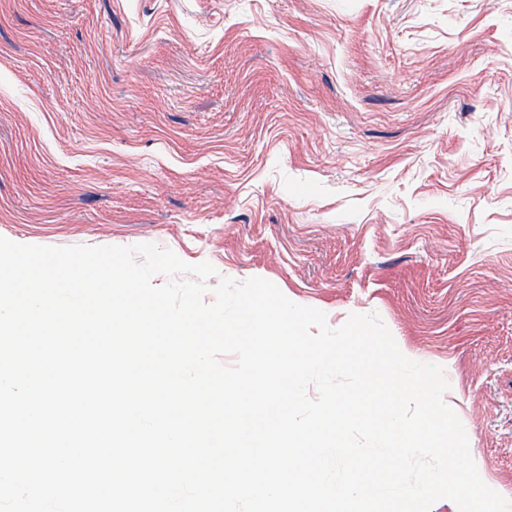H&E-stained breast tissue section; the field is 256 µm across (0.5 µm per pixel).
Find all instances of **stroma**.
Here are the masks:
<instances>
[{
  "mask_svg": "<svg viewBox=\"0 0 512 512\" xmlns=\"http://www.w3.org/2000/svg\"><path fill=\"white\" fill-rule=\"evenodd\" d=\"M0 237L378 314L512 500V0H0Z\"/></svg>",
  "mask_w": 512,
  "mask_h": 512,
  "instance_id": "35a3bbf8",
  "label": "stroma"
}]
</instances>
